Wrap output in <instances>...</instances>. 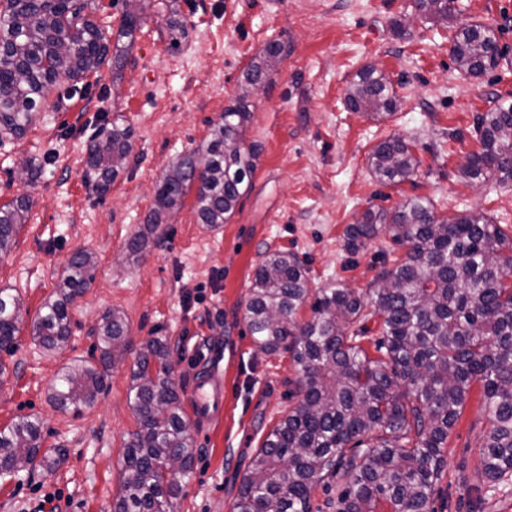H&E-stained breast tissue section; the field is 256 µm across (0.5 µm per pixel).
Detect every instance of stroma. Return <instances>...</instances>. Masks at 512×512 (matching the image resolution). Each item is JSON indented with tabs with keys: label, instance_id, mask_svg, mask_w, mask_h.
Segmentation results:
<instances>
[{
	"label": "stroma",
	"instance_id": "obj_1",
	"mask_svg": "<svg viewBox=\"0 0 512 512\" xmlns=\"http://www.w3.org/2000/svg\"><path fill=\"white\" fill-rule=\"evenodd\" d=\"M457 6L453 29L421 16L404 33L398 25L413 14L414 0H151L120 73L104 64L87 93L42 113L23 138L0 146V204L21 196L33 202L11 251L0 255V288L16 289L24 304L15 349L0 351V428L38 417L42 447L64 451L54 469L0 477V512H112L125 444L137 427L128 400L132 369L154 337L169 347L184 398L205 356L223 357V415L205 428L192 407L184 409L196 457L179 512H233L256 448L296 403L289 354L259 350L243 318L266 255L294 254L312 287L365 291L383 263L404 258L405 250L382 234L349 253L347 225L367 208L391 210L414 196L443 215H489L512 236V185L459 175L479 148L476 116L512 103V0ZM173 13L186 27L177 44L166 24ZM473 23L489 26L503 53L495 69L478 76L461 71L451 55L454 29ZM272 39L287 55L264 94L251 99L243 140L256 151V169L235 213L227 223L202 224L187 195L132 253L129 242L145 230L165 171L208 140ZM371 64L398 98L382 119L346 104L347 86ZM104 119L130 128L133 149L102 192L84 180L83 159ZM390 136L411 141L420 161L413 181L394 187L380 184L368 161ZM48 153L55 160L35 184L19 180L17 161ZM79 249L93 254L95 278L69 308L67 347L51 352L34 340L31 324ZM194 287L200 301L183 309L182 294ZM113 310L127 322L125 357L110 367L93 407L78 416L57 410L49 394L58 373L80 360L98 363L97 329ZM488 428L481 391L472 388L448 436L436 512H512V492L485 497L473 489Z\"/></svg>",
	"mask_w": 512,
	"mask_h": 512
}]
</instances>
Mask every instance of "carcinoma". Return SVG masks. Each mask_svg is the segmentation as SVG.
<instances>
[{
  "mask_svg": "<svg viewBox=\"0 0 512 512\" xmlns=\"http://www.w3.org/2000/svg\"><path fill=\"white\" fill-rule=\"evenodd\" d=\"M91 0H3L0 9V145L25 136L51 91L68 96L107 57L124 67L146 11V0H123L115 40L87 12ZM423 15L448 28L455 10L448 0H415ZM452 56L461 69L480 75L502 57L492 31L474 25L453 36ZM281 62V47H266L244 76L242 94L224 109L206 145L178 158L158 185L146 232L131 252L146 245V233L166 223L195 190L203 224H224L235 213L256 168V153L243 144L251 120L247 102L256 80ZM348 105L384 117L396 108L384 74L366 68L346 90ZM480 148L460 175L512 185V103L477 117ZM133 149L127 127L104 123L91 135L84 178L100 191L123 169ZM420 161L399 137L379 143L369 155L379 183L412 180ZM32 208L19 197L0 205V254L11 249ZM407 247L405 261L383 268L369 303L350 288H311L307 271L288 252H273L257 268L244 319L264 352L290 353L298 378L297 405L265 437L243 475L234 512H310L312 489L333 479L336 512H435L448 435L461 416L473 385L489 415L481 446L476 488L493 494L512 477V237L487 216L461 214L448 220L433 204L414 197L394 210L369 208L345 229L352 254L380 233ZM86 250L68 261L55 296L40 308L31 332L50 351L70 335L68 306L94 278ZM310 305L311 318L296 319ZM22 298L0 288V350L13 348L21 323ZM381 318L370 357L361 345L364 321ZM127 325L114 310L97 333L100 366L75 364L57 378L50 401L76 413L95 404L106 369L128 350ZM167 344L152 338L141 348L129 387L137 419L123 455L122 491L112 512H178L182 480L192 472L196 448L172 379ZM60 448H41L40 422L22 416L0 428V475L34 462L51 470Z\"/></svg>",
  "mask_w": 512,
  "mask_h": 512,
  "instance_id": "obj_1",
  "label": "carcinoma"
}]
</instances>
